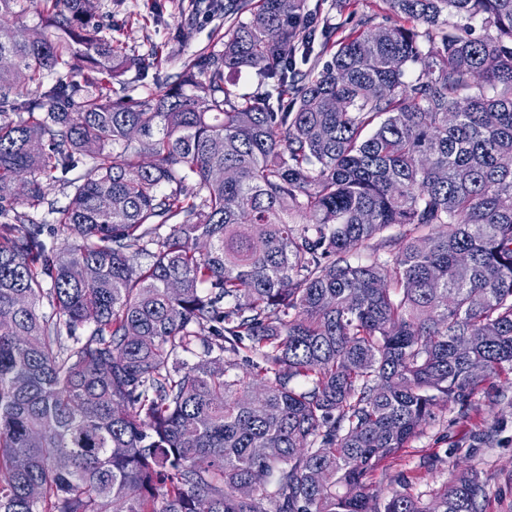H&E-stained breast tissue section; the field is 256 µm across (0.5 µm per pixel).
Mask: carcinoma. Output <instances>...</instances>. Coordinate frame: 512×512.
Segmentation results:
<instances>
[{
    "label": "carcinoma",
    "mask_w": 512,
    "mask_h": 512,
    "mask_svg": "<svg viewBox=\"0 0 512 512\" xmlns=\"http://www.w3.org/2000/svg\"><path fill=\"white\" fill-rule=\"evenodd\" d=\"M41 2L0 0V512H483L366 481L512 373V0H384L306 69V0H257L118 101L106 19ZM39 3V0H21L16 13L8 17V23L22 32L36 28L41 22ZM232 83H234L233 89L239 95L245 97L253 96L260 90L263 83V77H261L255 70L243 71L239 74H234L230 77Z\"/></svg>",
    "instance_id": "cac0c4a2"
}]
</instances>
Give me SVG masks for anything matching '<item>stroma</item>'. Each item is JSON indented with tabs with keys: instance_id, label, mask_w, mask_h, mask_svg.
Masks as SVG:
<instances>
[{
	"instance_id": "obj_1",
	"label": "stroma",
	"mask_w": 512,
	"mask_h": 512,
	"mask_svg": "<svg viewBox=\"0 0 512 512\" xmlns=\"http://www.w3.org/2000/svg\"><path fill=\"white\" fill-rule=\"evenodd\" d=\"M97 14L112 17L109 32L133 67L113 82L112 94L144 96L172 82L185 62L204 51L222 49L230 21L223 12H196L191 0H92ZM318 29L315 40L339 38L360 18L395 26L400 16L384 0H307ZM161 50L153 66L152 50ZM476 470L487 485L484 512H512V375L484 381L466 405H443L423 424L419 435L396 455L383 460L368 478L369 491L383 502L404 488L430 500L453 478V463Z\"/></svg>"
}]
</instances>
